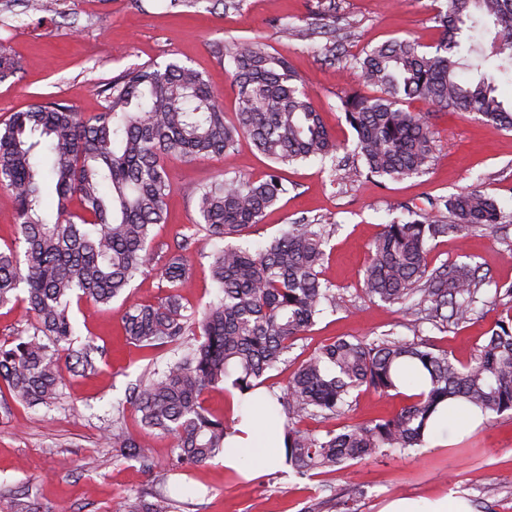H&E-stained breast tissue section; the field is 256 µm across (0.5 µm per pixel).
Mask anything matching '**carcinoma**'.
<instances>
[{
	"label": "carcinoma",
	"instance_id": "1",
	"mask_svg": "<svg viewBox=\"0 0 512 512\" xmlns=\"http://www.w3.org/2000/svg\"><path fill=\"white\" fill-rule=\"evenodd\" d=\"M482 21L494 26L491 51L476 41L462 55L464 26ZM434 22L441 40L433 50L395 39L346 61L377 89L375 96L342 100L372 176L405 179L431 164L433 133L420 114L402 108L407 99L512 130V105L499 98L494 77L468 76L492 57L500 60L495 69H512V0H446ZM224 56L236 87L231 118L199 72L171 61L129 69L104 83V110L89 118L48 99L0 123V190L12 199L16 227L14 241L0 247V307L22 301L33 318L27 337L0 346V380L14 401L51 407L63 384L61 353L76 358L84 373L94 369L91 347L70 348L72 301L107 305L121 298L129 343L160 348L197 337L130 397L143 426L173 438L177 466L206 464L230 434L224 419L205 407V392L228 383L242 395L253 393L340 302L321 281L334 233L328 225L287 224L256 250L233 243L287 193L280 167L332 159L336 146L286 59L259 41L235 43ZM243 139L273 163L269 172L260 180L234 176L187 187L198 220L172 243H157L153 228L167 223L171 191L166 159L222 157ZM46 174L58 197L52 222L41 209ZM429 206L438 219L413 211L409 220L383 226L368 246L362 292L421 322L463 323L485 304V279L465 263L432 268L427 254L434 241L491 228L504 215L477 186ZM209 242L219 243L207 253L219 295L189 313L183 293L192 285L190 258ZM153 267L166 282L164 294L154 304L131 301L132 283ZM504 299L507 316L465 365L426 340L388 336L339 337L302 360L271 416L274 424L285 415V456L294 473L310 479L386 448H420L445 403L471 406L485 421L512 411V286L495 289L493 300ZM364 387L382 395L410 389L411 402L391 416L339 431L301 428L306 419L343 415ZM109 443L151 465L148 449L121 422L113 424ZM123 512H170V505L136 496Z\"/></svg>",
	"mask_w": 512,
	"mask_h": 512
}]
</instances>
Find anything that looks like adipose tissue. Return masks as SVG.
<instances>
[{"label":"adipose tissue","mask_w":512,"mask_h":512,"mask_svg":"<svg viewBox=\"0 0 512 512\" xmlns=\"http://www.w3.org/2000/svg\"><path fill=\"white\" fill-rule=\"evenodd\" d=\"M269 397L253 394L248 398L249 406L235 424V432L224 441V470L243 473L246 458H253L259 467H266L274 460V449L265 440V408Z\"/></svg>","instance_id":"obj_1"}]
</instances>
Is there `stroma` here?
<instances>
[{"label":"stroma","instance_id":"stroma-1","mask_svg":"<svg viewBox=\"0 0 512 512\" xmlns=\"http://www.w3.org/2000/svg\"><path fill=\"white\" fill-rule=\"evenodd\" d=\"M44 3L45 10L33 13L26 0H0V50L19 64L14 77L0 82V121L51 97L87 116L100 112L105 105L100 90L113 76L170 61L201 72L230 113L235 91L224 48L235 40L257 39L304 81L338 144L337 157L356 162V134L341 101L351 92L368 95L372 89L345 71L346 60L397 38L435 46L440 32L433 16L443 0H195L191 6L182 0H97L89 13L76 10L72 0ZM406 107L424 115L434 131L428 172L401 180L363 173L346 183L330 164L317 160L284 167L287 194L242 236L243 244L256 248L293 222L336 227L322 279L343 303L298 340L287 366L273 372L263 391L280 392L298 363L341 336H418L465 364L504 316V305L492 296L495 287L512 285V131L417 99ZM269 167L246 140L221 158L169 160L168 221L155 228L158 242H170L196 219L185 194L189 184L222 174L259 179ZM472 186L497 200L505 214L502 224L435 241L428 262L435 268L460 262L478 267L490 280L483 289L487 305L458 325L418 326L399 306L361 297L367 247L383 225L407 219L408 209L426 208L428 199ZM123 313L117 301L73 306L78 332L72 347L93 344L95 369L81 376L62 363L64 386L52 407L15 402L0 383V512H122L125 499L137 495L149 501L165 496L174 502L171 512H305L319 501L323 512H336L338 501L350 502L354 512H382L396 498L449 493L465 496L474 512H512L511 412L464 434L435 436L415 451L394 449L310 479L294 476L280 463L240 480L225 472L219 455L203 466L173 468L172 439L144 428L126 400L143 374L164 369L195 339L187 336L181 344L158 349L136 347L126 339ZM405 403L402 396L366 390L331 426L370 421ZM119 404L123 428L148 448L151 468L109 445Z\"/></svg>","mask_w":512,"mask_h":512}]
</instances>
